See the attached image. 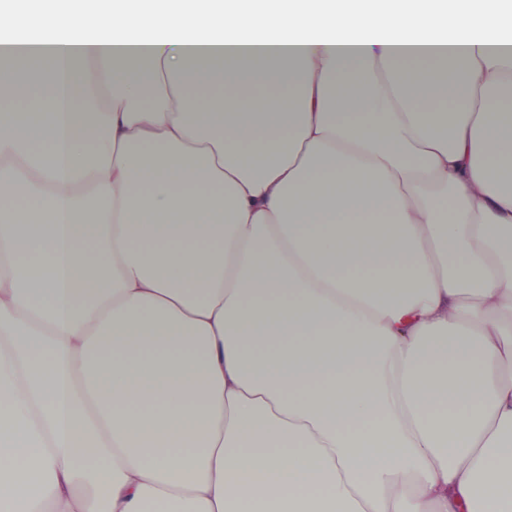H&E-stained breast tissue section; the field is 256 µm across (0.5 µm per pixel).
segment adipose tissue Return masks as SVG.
I'll return each instance as SVG.
<instances>
[{
  "instance_id": "obj_1",
  "label": "adipose tissue",
  "mask_w": 512,
  "mask_h": 512,
  "mask_svg": "<svg viewBox=\"0 0 512 512\" xmlns=\"http://www.w3.org/2000/svg\"><path fill=\"white\" fill-rule=\"evenodd\" d=\"M36 2L0 512H512L505 0Z\"/></svg>"
}]
</instances>
